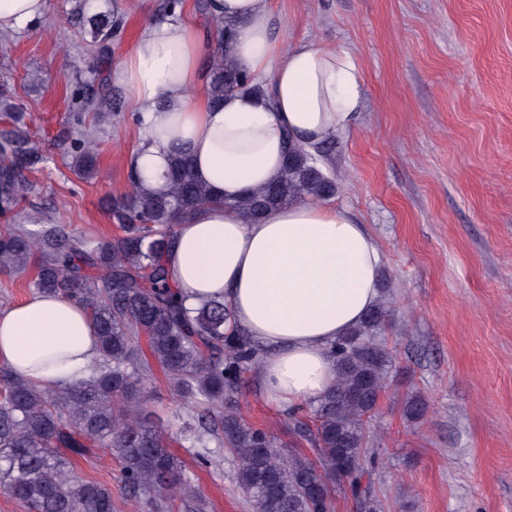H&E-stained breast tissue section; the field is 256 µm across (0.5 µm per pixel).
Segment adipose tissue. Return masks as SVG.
<instances>
[{
  "label": "adipose tissue",
  "mask_w": 512,
  "mask_h": 512,
  "mask_svg": "<svg viewBox=\"0 0 512 512\" xmlns=\"http://www.w3.org/2000/svg\"><path fill=\"white\" fill-rule=\"evenodd\" d=\"M48 0H0V35L42 17ZM238 19L237 65L266 82V98L233 90L221 105L199 93L201 43L190 25H148L114 68L145 137L132 158L145 189L164 188L172 151L188 145L212 206L178 224L164 264L188 306L225 300L233 323L264 349L260 378L271 403L293 410L334 384L330 345L376 303L382 254L349 210L295 203L245 223L225 200L273 182L284 135L310 145L349 132L361 101L362 67L346 49L284 44L269 0H214ZM97 354L87 312L35 293L0 309V364L46 387L78 383Z\"/></svg>",
  "instance_id": "1"
}]
</instances>
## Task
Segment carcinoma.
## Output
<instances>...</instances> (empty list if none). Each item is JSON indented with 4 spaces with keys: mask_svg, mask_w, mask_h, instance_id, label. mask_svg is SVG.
Listing matches in <instances>:
<instances>
[{
    "mask_svg": "<svg viewBox=\"0 0 512 512\" xmlns=\"http://www.w3.org/2000/svg\"><path fill=\"white\" fill-rule=\"evenodd\" d=\"M217 39L210 56L207 95L215 104L229 90H252L251 78L229 55V40L239 21L214 17ZM92 42L105 49L120 17H89ZM98 143L88 130L72 144L73 171L94 173ZM43 156L17 128L0 131V215L12 214L32 184L25 172ZM166 189L151 193L131 175V191L109 200L121 233L80 249L63 224L37 231L8 225L0 233V272H33L30 287L62 295L90 316L98 356L88 377L73 386H40L7 367L0 369V485L26 512H113L112 489L96 480L71 476L69 455L81 456L87 442L115 448L123 461L122 481L134 493L177 492L186 512H201V501L180 461L164 445L159 426L141 394L137 362L140 338L165 373L176 399L193 410L195 420L182 434L193 448L211 440L238 460L236 483L253 512H335L337 476L346 478L359 512H382L365 476L368 424L386 389L392 351L379 336L391 314L382 291L357 326L330 347L336 383L319 400L315 429L289 413L294 439L285 452L275 437L246 424L237 407L241 377L261 364L262 353L231 328V311L222 300L189 307L169 282L162 262L177 224L214 202L194 173L190 153L171 154L163 175ZM336 181L316 164L314 155L288 148L279 178L224 207L248 222L266 210L297 201H323L336 194ZM404 417L417 421L425 400L408 394ZM310 437L315 458L296 450Z\"/></svg>",
    "mask_w": 512,
    "mask_h": 512,
    "instance_id": "obj_1",
    "label": "carcinoma"
}]
</instances>
